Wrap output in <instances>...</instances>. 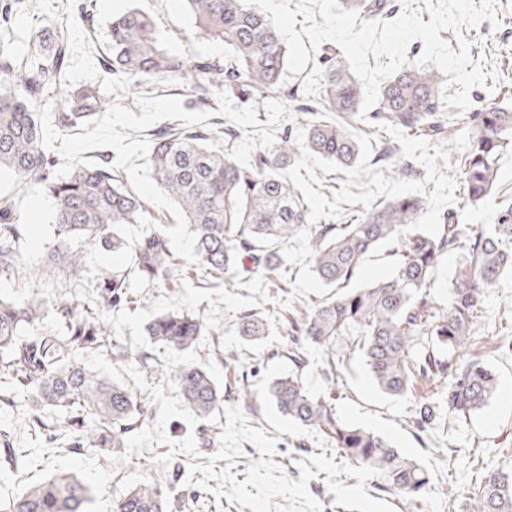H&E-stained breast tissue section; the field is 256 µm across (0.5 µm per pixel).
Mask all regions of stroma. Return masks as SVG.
<instances>
[{
  "instance_id": "obj_1",
  "label": "stroma",
  "mask_w": 512,
  "mask_h": 512,
  "mask_svg": "<svg viewBox=\"0 0 512 512\" xmlns=\"http://www.w3.org/2000/svg\"><path fill=\"white\" fill-rule=\"evenodd\" d=\"M130 7L153 20L165 49L191 62L223 57L222 42L194 34L193 22L180 0H13L9 22L0 21V51L20 57L30 44L43 38L65 42L69 68L63 77L45 84L41 104L62 111L65 104L59 87L86 84L98 88L102 110L117 104L139 112L138 98L125 96L118 80L102 64L107 25L112 15ZM494 12L495 21L463 27L446 40L453 47L466 41L471 67L512 86V0H495ZM383 136L412 158L414 174L391 178L373 169L380 138L364 132L358 135L363 152L361 174L345 173L311 154L293 168L315 222L341 218L357 205L418 195L425 200L419 216L422 228L437 229L449 211L459 223L474 227L492 223L496 208L512 192V149L499 161L494 198L475 206L455 176V159L467 147L466 133H459L446 150L429 135L410 136L393 126L385 128ZM0 199L11 202L13 218L21 227L19 254L24 269L22 276L0 279V293L21 300L36 290L53 302H77V281L36 273L57 241L51 198L36 189L19 191L13 178L4 173L0 175ZM286 252L288 293L284 299L273 300L272 288L260 280L249 288H199L188 282L171 290L132 275L128 284L133 303L107 314L116 340L134 349L148 347L145 326L152 318L179 309L223 325L221 345L246 351L250 368L245 372L224 366L212 355L213 345L207 339L183 356L210 369L227 394L222 412L212 419L223 431L222 454L203 447L200 425L185 414L174 385L158 381L137 366H119L112 358L91 356L86 360L91 369L153 395L152 416L131 435L126 448L112 453L70 447L67 429L56 418L50 424L57 439L44 443L31 430L23 396H16L11 406L0 403V430L25 456L24 466L0 473V497L72 472L96 489L89 512H110L113 501L130 487L179 466L183 475L172 492V512H402V501L379 489L373 474L345 465L330 437L288 421L262 400L266 381L291 368L287 349L292 323L301 321L327 295L309 270L305 240H289ZM244 310L257 312L270 322L272 334L265 344L248 348L235 334L232 324ZM507 337H512V282L508 280L488 292L475 334L464 351L465 356L478 358L495 371L496 392L482 411L467 419L448 420L446 430L430 434L420 433L414 425L418 401L432 391L428 383L417 384L408 397L392 399L375 388L359 361L352 360L342 375H330L324 370L323 351L312 348L307 351L309 364L303 379L313 394L331 399L338 418L388 438L428 469L430 482L415 512H466L468 490L479 481L483 467L512 464V407L503 406L505 392L512 391V349L502 346ZM162 357L174 363L183 358L167 351ZM243 383L252 392L247 404L232 396Z\"/></svg>"
}]
</instances>
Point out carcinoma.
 <instances>
[{"mask_svg": "<svg viewBox=\"0 0 512 512\" xmlns=\"http://www.w3.org/2000/svg\"><path fill=\"white\" fill-rule=\"evenodd\" d=\"M194 21L195 34L224 43V59L191 63L166 50L150 18L129 9L108 25L109 67L133 94L154 82H180L195 105L210 104L218 90L232 91L254 102L285 96L293 111L309 118L306 138L253 153L242 167L215 145L219 137L234 141L233 129L197 130L167 127L152 133L147 162L154 182L183 209L189 231L198 235L190 265L191 281L205 288L214 283L249 288L254 280L287 292L286 256L281 245L294 237L308 242L309 263L317 278L337 292L311 307L292 325L288 360L294 371L273 381L264 398L297 424L317 429L332 439L348 464L381 476L384 489L399 495L407 509L429 483L426 469L398 451L384 436L343 423L331 403L313 395L300 372L307 366L301 342L328 355V373H340L344 359L333 353L341 336L357 338L355 348L375 386L402 398L414 383L433 387L416 411V428L426 431L449 418L461 419L482 409L491 398L497 377L479 359H465L486 293L512 278V204L500 209L497 222L468 228L448 213L436 232L418 228L423 199L396 196L370 204L349 223L311 222L305 199L288 178V167L311 153L351 173L359 169L360 148L348 124L360 117L363 91L345 57L331 51L319 60L321 92L310 99L281 81L287 63L284 39L268 15L244 0H182ZM346 9L370 17L395 10V0H341ZM68 64V47L54 54L31 52L20 63L0 59V172L14 176L25 188L34 184L53 199L58 239L40 271L79 279L88 246L112 242L116 252L126 240L118 223L135 224L151 216L143 200L121 179L107 157L93 166L81 165L64 177L55 176L57 159L40 143L41 121L36 105L46 79ZM446 79L434 68L408 65L380 89L367 115L374 133L388 123L408 131L429 129L453 139L465 130L469 145L457 157L463 193L472 203L483 201L498 182V162L512 148V107L481 97L462 113L463 123L446 124L442 101ZM69 110L55 113L57 123L72 127L92 120L101 108L97 87L63 89ZM319 112L336 113L322 121ZM374 164L396 177L412 168L398 147L381 141ZM10 205L0 206V278L19 276V225ZM394 257L391 276L359 288L349 287L360 266L381 246ZM448 253H458L448 307L430 306L423 289ZM176 262L165 233H146L132 248L133 271L163 284L174 277ZM130 302L126 278L102 274L94 305L49 304L35 294L18 302L0 296V387L18 389L31 408L34 431L44 426L42 413L51 411L69 428L73 448L112 451L126 446L130 433L141 428L151 410V397L89 370L90 354L117 362L135 361L139 368L173 383L184 409L201 424L224 406V388L197 363H164L147 349L130 351L116 341L103 317ZM53 314L55 325L42 321ZM238 335L255 341L268 335V324L250 311L240 314ZM223 328L180 310L161 314L146 326L151 344L185 353L208 337L224 365L244 363V354L219 347ZM419 336L430 341L416 347ZM171 478L138 483L113 503L112 512H170ZM92 486L74 473L57 474L14 495L0 499V512H87ZM469 512H512V467L490 468L469 494Z\"/></svg>", "mask_w": 512, "mask_h": 512, "instance_id": "carcinoma-1", "label": "carcinoma"}]
</instances>
